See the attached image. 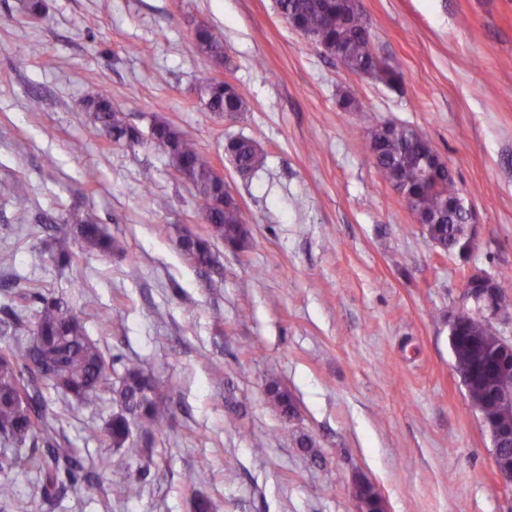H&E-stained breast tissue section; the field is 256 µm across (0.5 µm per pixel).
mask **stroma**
I'll use <instances>...</instances> for the list:
<instances>
[{
  "mask_svg": "<svg viewBox=\"0 0 512 512\" xmlns=\"http://www.w3.org/2000/svg\"><path fill=\"white\" fill-rule=\"evenodd\" d=\"M43 3L30 19L0 0V180L18 188L0 201V250L16 252L0 269V311L12 307L27 335L36 306L18 294L45 284L113 359V377L135 362L166 385L173 419L113 448L98 430L115 402L69 412L45 389L93 478L49 503L36 475L0 471V512H195L199 497L213 512H356L359 476L386 512H512L448 345L468 269L508 273L512 298V0H361L392 85L324 54L275 0ZM200 22L223 40L228 68L197 51ZM215 72L247 112L198 104L200 78ZM101 91L142 134L164 118L211 158L230 138L260 145L250 176L224 165L225 189L253 218L244 249L215 240L212 266L187 259L179 237L207 235L200 200L162 150L100 133L83 102ZM36 96L47 111L30 110ZM347 96L364 111L344 109ZM379 121L418 128L447 162L481 224L468 261L435 246L374 167L366 138ZM74 207L125 253L75 241L80 260L54 263L44 219ZM273 381L293 418L268 398ZM137 476V497L110 494Z\"/></svg>",
  "mask_w": 512,
  "mask_h": 512,
  "instance_id": "stroma-1",
  "label": "stroma"
}]
</instances>
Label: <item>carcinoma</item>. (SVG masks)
Listing matches in <instances>:
<instances>
[{
	"label": "carcinoma",
	"mask_w": 512,
	"mask_h": 512,
	"mask_svg": "<svg viewBox=\"0 0 512 512\" xmlns=\"http://www.w3.org/2000/svg\"><path fill=\"white\" fill-rule=\"evenodd\" d=\"M277 6L294 28L310 40L329 46V54L347 70L375 76L392 84L398 75L382 64L373 47L371 26L360 16L357 0H277ZM197 50L216 60H224V43L204 25L194 28ZM198 94L204 109L235 116L247 111L238 88L228 81L205 76ZM95 123L112 142L129 147L142 142V133L131 126L112 99L100 95L87 102ZM151 140L168 155L172 168L194 188L202 202V217L208 224V238L181 239L185 254L197 253L199 265L214 263L209 239L227 241L241 248L248 235L250 213L235 203L224 201V185L212 175V159L202 153L194 140L170 122L158 118L150 131ZM367 150L374 166L402 196L411 212L426 225L430 239L440 248L459 252L466 245L468 226L464 213L449 208L460 198L448 164L430 140L418 129L405 124L380 122L369 133ZM224 152L237 171L250 174L263 166V150L252 140L231 138ZM54 222L69 224L74 238L110 255L123 252L122 242L92 223L80 212L68 210ZM53 260L62 266L79 255L70 250L69 238L54 239ZM36 304L31 335L18 336L0 345V469L18 474L36 472L42 477L41 490L53 497L64 489V479H90L77 449L60 441L42 386L51 385L74 400L76 408L94 406L111 398L120 412L102 430L103 437L122 447L133 431L159 432L171 419L170 408L160 401L162 385L136 363L124 365L119 383L112 381V361L86 332L81 319L64 299L31 287L19 294ZM455 368L467 372L472 367L469 336L460 330L452 350ZM283 416H288L293 400L276 383L267 388ZM119 499L140 493L139 479L126 478L111 485Z\"/></svg>",
	"instance_id": "1"
}]
</instances>
